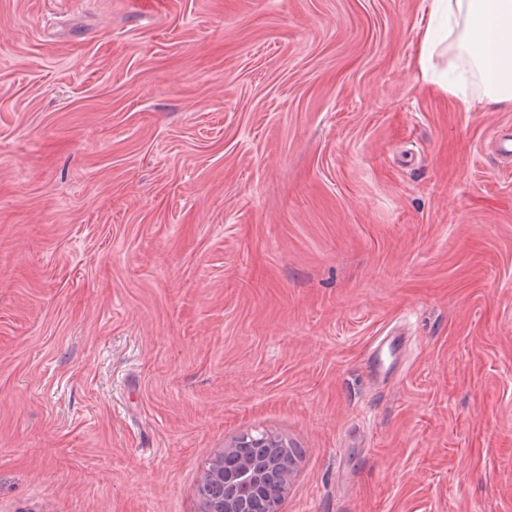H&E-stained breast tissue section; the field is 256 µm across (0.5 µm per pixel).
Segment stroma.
Returning a JSON list of instances; mask_svg holds the SVG:
<instances>
[{"label": "stroma", "instance_id": "1", "mask_svg": "<svg viewBox=\"0 0 512 512\" xmlns=\"http://www.w3.org/2000/svg\"><path fill=\"white\" fill-rule=\"evenodd\" d=\"M426 0H0V512H512V105ZM224 447L223 462L214 467L218 457L212 460V469L204 475L212 499L207 511L280 512L300 463L293 444L277 434L256 431L236 435ZM275 448H288V465ZM199 493L207 512L210 502L201 486Z\"/></svg>", "mask_w": 512, "mask_h": 512}]
</instances>
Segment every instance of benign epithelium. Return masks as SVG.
<instances>
[{
	"mask_svg": "<svg viewBox=\"0 0 512 512\" xmlns=\"http://www.w3.org/2000/svg\"><path fill=\"white\" fill-rule=\"evenodd\" d=\"M291 448L268 431L234 436L221 453L223 462L204 475L209 512H281L300 463Z\"/></svg>",
	"mask_w": 512,
	"mask_h": 512,
	"instance_id": "benign-epithelium-1",
	"label": "benign epithelium"
}]
</instances>
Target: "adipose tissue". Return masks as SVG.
I'll return each mask as SVG.
<instances>
[{
	"instance_id": "1",
	"label": "adipose tissue",
	"mask_w": 512,
	"mask_h": 512,
	"mask_svg": "<svg viewBox=\"0 0 512 512\" xmlns=\"http://www.w3.org/2000/svg\"><path fill=\"white\" fill-rule=\"evenodd\" d=\"M448 41L469 57L489 101L512 102V0H428L419 35L423 82H434V57Z\"/></svg>"
}]
</instances>
